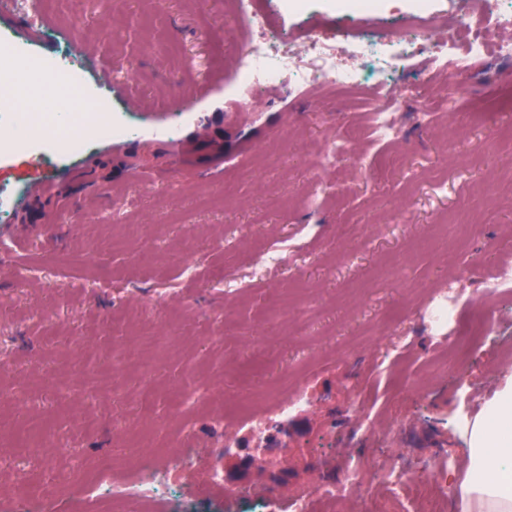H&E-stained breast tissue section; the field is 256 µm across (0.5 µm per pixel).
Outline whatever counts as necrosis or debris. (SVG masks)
Masks as SVG:
<instances>
[{
	"label": "necrosis or debris",
	"instance_id": "necrosis-or-debris-1",
	"mask_svg": "<svg viewBox=\"0 0 512 512\" xmlns=\"http://www.w3.org/2000/svg\"><path fill=\"white\" fill-rule=\"evenodd\" d=\"M235 11L247 21L236 37L231 51L233 92L248 97L255 87H288L290 91L316 88L350 87L358 83L361 67L376 62L375 95L378 106L371 113V128L377 138L390 140L395 128L390 114L401 99L391 77L406 61L421 54L420 43L431 40L434 59L439 64H453L456 75H467L470 69L487 57L512 58V9L505 10L500 0H483L479 16L463 23L430 12L418 5L415 15L405 24L402 37L393 32L357 30L349 35L350 53L338 50L335 43L311 36L287 39L277 35L270 8L260 0H232ZM492 23L500 32L497 41H489L477 32L480 22ZM17 73L33 72L40 85L51 86L64 96L80 94L75 79L78 62L68 46L53 55L37 50L28 37L0 30V70ZM0 128L19 130V137L0 143V152L21 150L37 142L53 144L62 154L82 153L90 138L122 136L126 128L109 112H1ZM415 462L403 461L400 467L382 476L397 496L428 498L429 480L419 479ZM170 463H158L140 470L134 491H126L120 482L112 484V499L129 498L143 504L153 503L160 494L159 484L170 473ZM439 497L429 500L430 512H445L451 492L447 475H440Z\"/></svg>",
	"mask_w": 512,
	"mask_h": 512
}]
</instances>
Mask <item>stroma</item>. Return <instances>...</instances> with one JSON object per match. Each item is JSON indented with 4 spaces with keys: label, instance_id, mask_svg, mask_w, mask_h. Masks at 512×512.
Returning <instances> with one entry per match:
<instances>
[{
    "label": "stroma",
    "instance_id": "obj_1",
    "mask_svg": "<svg viewBox=\"0 0 512 512\" xmlns=\"http://www.w3.org/2000/svg\"><path fill=\"white\" fill-rule=\"evenodd\" d=\"M356 2L273 21L340 42L415 9ZM245 24L226 0H43L37 21L0 19L44 54L69 42L89 102L130 127L76 156L0 159V191L17 194L0 215V503L112 512L100 458L123 477L184 447L161 489L184 512H289L282 490L371 476L395 451L463 470L458 419L512 374V287L491 278L512 262V60L461 86L421 55L394 77L397 138L322 168L326 142L367 125L372 87L237 99L225 39ZM391 149L403 164L376 178ZM45 183L55 195H36ZM261 246L291 254L264 282ZM448 292L466 302L452 363L431 317ZM295 376L303 410L261 439L242 427ZM218 464L244 500L210 491Z\"/></svg>",
    "mask_w": 512,
    "mask_h": 512
}]
</instances>
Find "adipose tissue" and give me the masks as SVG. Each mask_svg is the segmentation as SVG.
<instances>
[{"label":"adipose tissue","mask_w":512,"mask_h":512,"mask_svg":"<svg viewBox=\"0 0 512 512\" xmlns=\"http://www.w3.org/2000/svg\"><path fill=\"white\" fill-rule=\"evenodd\" d=\"M460 428L467 464L448 476L459 489V512H512V378Z\"/></svg>","instance_id":"1"}]
</instances>
